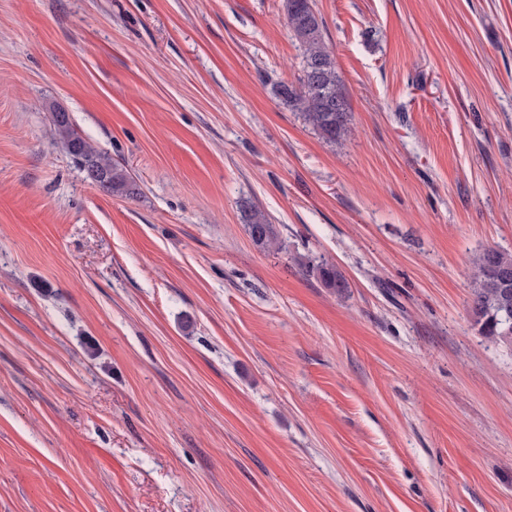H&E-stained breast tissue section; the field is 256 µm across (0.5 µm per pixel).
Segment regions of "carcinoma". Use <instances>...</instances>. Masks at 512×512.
I'll use <instances>...</instances> for the list:
<instances>
[{
    "instance_id": "obj_1",
    "label": "carcinoma",
    "mask_w": 512,
    "mask_h": 512,
    "mask_svg": "<svg viewBox=\"0 0 512 512\" xmlns=\"http://www.w3.org/2000/svg\"><path fill=\"white\" fill-rule=\"evenodd\" d=\"M284 10L287 27L303 48L302 74L296 85L280 84L276 95L302 113L324 141L341 142L350 133L351 104L324 43L323 20L312 0H284ZM52 123L86 179L94 178L102 190L126 198L140 193L139 185L126 169L74 131L69 113L54 111ZM247 227L256 246L268 249L275 244L272 225L262 212L250 211ZM304 268L327 288L341 291L348 287L344 276L323 260L316 264L308 261ZM472 310L482 335L512 343V254L489 248L476 258Z\"/></svg>"
}]
</instances>
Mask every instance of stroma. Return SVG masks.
I'll return each mask as SVG.
<instances>
[{"label": "stroma", "instance_id": "stroma-1", "mask_svg": "<svg viewBox=\"0 0 512 512\" xmlns=\"http://www.w3.org/2000/svg\"><path fill=\"white\" fill-rule=\"evenodd\" d=\"M313 4L339 144L283 0H0V512H512V0ZM286 24L303 48L298 85L282 83L276 94L327 143L343 141L350 133L351 104L336 72L323 36V20L311 0H284ZM52 123L56 134L64 140L68 153L87 180L94 183L92 175H95V185L106 192L126 198H133L140 193L139 185L126 169L113 163L111 158L74 131L68 112L55 110ZM247 227L249 236L257 247L268 249L275 244L272 225L261 211H250ZM472 310L484 336L512 343V254L489 248L474 262ZM304 268L309 275L310 273H312V275H316L325 287L334 288L338 291L348 288V283L344 276L337 271L335 267L329 265L323 260L316 264L312 261H308L304 263Z\"/></svg>", "mask_w": 512, "mask_h": 512}]
</instances>
